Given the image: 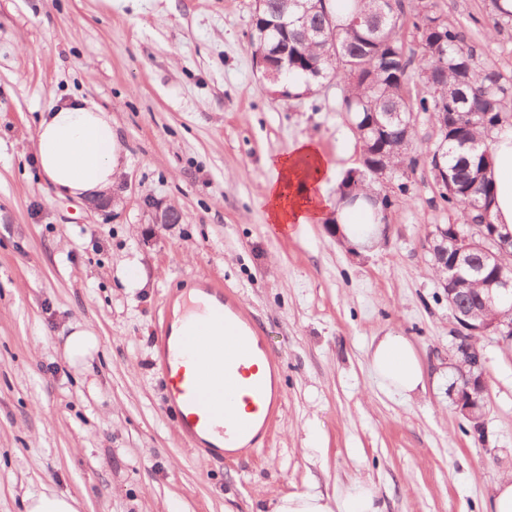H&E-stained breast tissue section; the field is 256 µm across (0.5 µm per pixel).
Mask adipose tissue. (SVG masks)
Here are the masks:
<instances>
[{
    "label": "adipose tissue",
    "instance_id": "1",
    "mask_svg": "<svg viewBox=\"0 0 512 512\" xmlns=\"http://www.w3.org/2000/svg\"><path fill=\"white\" fill-rule=\"evenodd\" d=\"M35 151L45 181L58 196L75 199L108 193L120 156L111 115L82 98L54 105L42 115ZM268 166L272 178L261 203L269 224L292 229L332 224L337 238L358 250L380 236L377 206L362 198L353 201L325 193L332 166L316 140L299 138L287 154ZM489 175L495 185L490 219L512 231V130L495 134ZM370 363L389 392L408 396L423 385L422 367L404 336L389 334L379 339ZM265 512H381V508L374 487L356 483L336 498L309 492L285 494L270 500Z\"/></svg>",
    "mask_w": 512,
    "mask_h": 512
}]
</instances>
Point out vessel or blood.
<instances>
[{
    "label": "vessel or blood",
    "mask_w": 512,
    "mask_h": 512,
    "mask_svg": "<svg viewBox=\"0 0 512 512\" xmlns=\"http://www.w3.org/2000/svg\"><path fill=\"white\" fill-rule=\"evenodd\" d=\"M204 292L215 299L204 320H189L181 335L161 338L167 405L189 442L203 443L215 431L225 447L248 448L276 418L275 362L222 284L209 283Z\"/></svg>",
    "instance_id": "obj_1"
}]
</instances>
